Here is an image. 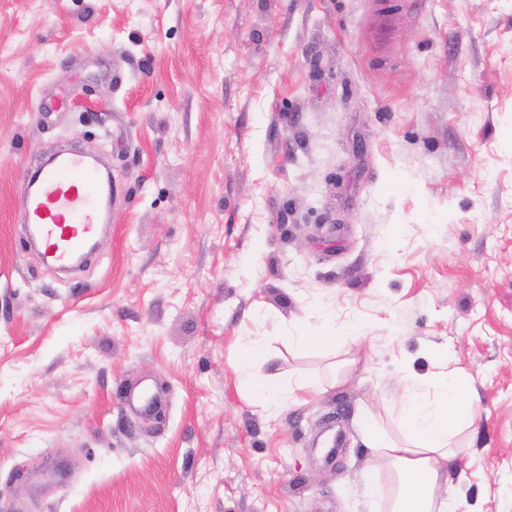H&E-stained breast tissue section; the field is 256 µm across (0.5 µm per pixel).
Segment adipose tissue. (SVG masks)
<instances>
[{
	"mask_svg": "<svg viewBox=\"0 0 512 512\" xmlns=\"http://www.w3.org/2000/svg\"><path fill=\"white\" fill-rule=\"evenodd\" d=\"M262 337L248 338L234 369L250 389L256 405L277 410L287 405L288 390L303 388V380L282 384L273 374L254 371L253 359L263 353ZM466 374L452 373L435 397L412 394L402 405L401 440L380 432L372 416H365L366 441L395 472L398 485L388 501V512H460L462 503L454 495L439 496L448 482V464L463 457L467 448L457 434L471 427L474 413L463 412L461 398L467 388Z\"/></svg>",
	"mask_w": 512,
	"mask_h": 512,
	"instance_id": "adipose-tissue-1",
	"label": "adipose tissue"
}]
</instances>
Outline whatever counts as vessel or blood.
Instances as JSON below:
<instances>
[{
  "label": "vessel or blood",
  "mask_w": 512,
  "mask_h": 512,
  "mask_svg": "<svg viewBox=\"0 0 512 512\" xmlns=\"http://www.w3.org/2000/svg\"><path fill=\"white\" fill-rule=\"evenodd\" d=\"M115 190L111 175L87 156L59 152L24 181L20 222L48 260L67 266L107 223L103 200Z\"/></svg>",
  "instance_id": "b4317fda"
}]
</instances>
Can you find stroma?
Here are the masks:
<instances>
[{"label":"stroma","mask_w":512,"mask_h":512,"mask_svg":"<svg viewBox=\"0 0 512 512\" xmlns=\"http://www.w3.org/2000/svg\"><path fill=\"white\" fill-rule=\"evenodd\" d=\"M62 143L120 186L71 275L17 222ZM249 336L320 392L255 406ZM451 370V489L512 512V0H0V512H386L359 417ZM336 324L329 316H322L317 328H302L285 337L288 345L297 348H330L336 346Z\"/></svg>","instance_id":"obj_1"}]
</instances>
